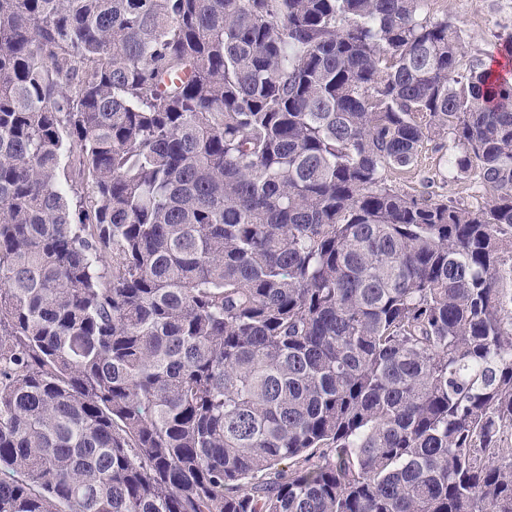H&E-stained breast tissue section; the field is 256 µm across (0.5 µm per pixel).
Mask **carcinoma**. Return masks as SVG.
Wrapping results in <instances>:
<instances>
[{
	"label": "carcinoma",
	"mask_w": 512,
	"mask_h": 512,
	"mask_svg": "<svg viewBox=\"0 0 512 512\" xmlns=\"http://www.w3.org/2000/svg\"><path fill=\"white\" fill-rule=\"evenodd\" d=\"M428 0H0V512H512V80ZM452 136L477 206L386 172Z\"/></svg>",
	"instance_id": "obj_1"
}]
</instances>
